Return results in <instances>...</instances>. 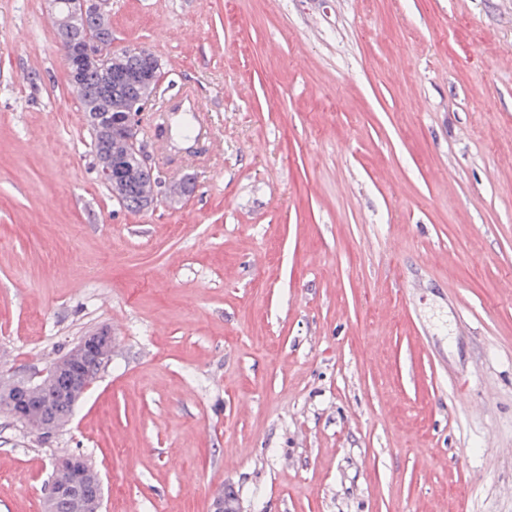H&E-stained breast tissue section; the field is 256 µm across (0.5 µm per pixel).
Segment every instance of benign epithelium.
<instances>
[{
	"mask_svg": "<svg viewBox=\"0 0 512 512\" xmlns=\"http://www.w3.org/2000/svg\"><path fill=\"white\" fill-rule=\"evenodd\" d=\"M75 10L71 12L68 32L61 39V50L67 74L71 83L78 85L85 75L112 52V44L97 41L92 43L82 36L80 24L93 19L101 11L98 0H73ZM127 54L134 58L133 68L122 79L125 89L130 91L143 78H159V64L147 50L139 47L127 48ZM152 108V103L134 99L128 111L121 114L122 128L129 132L132 142H137L143 116ZM154 170L140 161L137 165L127 160L111 161L99 171V179L126 190L127 185L141 177H153ZM112 352V336L106 329H98L85 336L64 357L44 371L32 373L18 387L11 415L14 420L25 424L32 409L36 408L49 415L62 403L68 404L69 412L74 409L92 383L81 380V365L93 359L102 365ZM66 474L63 481L51 483L46 512H56L64 505L70 512H102L103 481L100 473L90 466L87 459L78 454H67L56 459L54 473ZM212 512H242L237 500L224 498V493L213 496Z\"/></svg>",
	"mask_w": 512,
	"mask_h": 512,
	"instance_id": "obj_1",
	"label": "benign epithelium"
}]
</instances>
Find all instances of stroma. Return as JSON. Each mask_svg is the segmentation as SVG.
Instances as JSON below:
<instances>
[{"label":"stroma","mask_w":512,"mask_h":512,"mask_svg":"<svg viewBox=\"0 0 512 512\" xmlns=\"http://www.w3.org/2000/svg\"><path fill=\"white\" fill-rule=\"evenodd\" d=\"M191 88L153 209L99 181L49 0H0V372L112 356L52 438L0 414V512L56 456L103 512H512V0H110Z\"/></svg>","instance_id":"1"}]
</instances>
